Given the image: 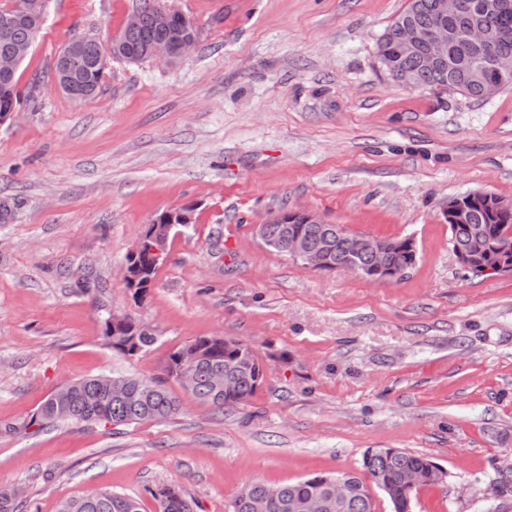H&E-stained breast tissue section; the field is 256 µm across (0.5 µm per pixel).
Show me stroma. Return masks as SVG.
I'll list each match as a JSON object with an SVG mask.
<instances>
[{"instance_id": "1", "label": "stroma", "mask_w": 512, "mask_h": 512, "mask_svg": "<svg viewBox=\"0 0 512 512\" xmlns=\"http://www.w3.org/2000/svg\"><path fill=\"white\" fill-rule=\"evenodd\" d=\"M408 0H156L189 17L181 60H110L71 99L57 51L110 44L140 0H45L19 68L22 105L0 118V424L29 420L65 382L160 375L198 336L250 343L265 378L217 413L169 387L181 411L131 426L0 432V487L18 512L96 491L179 488L193 512H231L250 481L360 470L371 448L428 457L443 483L413 512H512L494 485L512 463V274L458 263L451 197L512 202V85L489 99L410 88L377 67ZM296 207L376 237H412L417 262L381 283L318 271L267 246L258 225ZM172 229L144 297L125 276L149 224ZM111 315L150 324L125 356ZM132 329L133 326L131 324H128L125 327L118 329L116 333H113L112 331L111 334L107 328L105 320L103 328V338L106 344L112 348V350L120 354L130 356H134L141 351L147 350L156 343L157 336H150L154 333V329L145 322L141 321L137 325V331L135 336L142 335L146 337H138L136 342L131 343V340L134 338V336L126 335L129 334L132 331Z\"/></svg>"}]
</instances>
